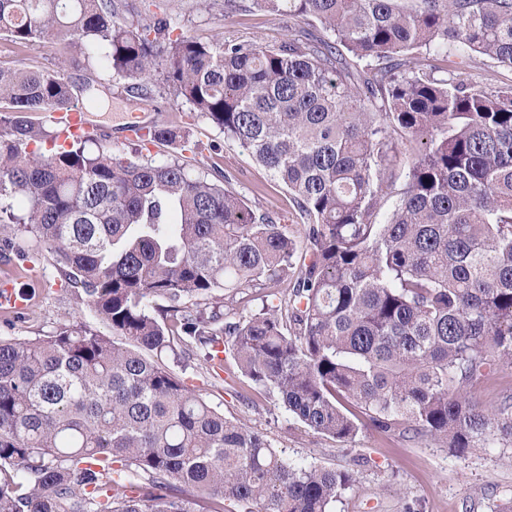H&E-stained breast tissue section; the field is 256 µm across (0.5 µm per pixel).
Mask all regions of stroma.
<instances>
[{"label":"stroma","mask_w":512,"mask_h":512,"mask_svg":"<svg viewBox=\"0 0 512 512\" xmlns=\"http://www.w3.org/2000/svg\"><path fill=\"white\" fill-rule=\"evenodd\" d=\"M225 10L224 0H119L120 17L142 22L153 15H168L173 27L203 42L226 39L278 45L297 28V19L274 14L236 0ZM61 45L41 43L18 46L0 38V65L52 71L64 62ZM65 63V62H64ZM68 65V64H67ZM67 74L77 84L96 81L99 95L108 102L105 112L91 113L99 125V141L124 155L142 148L145 156L163 161L175 155V146L126 137L125 127L136 120L141 125L162 124L186 133L200 147L191 164L195 170H223L231 186L252 208L269 212L302 239V219L286 188L208 120L190 115L186 106L160 86L147 92H129L126 82L112 80L109 73L69 64ZM12 288L26 295V307L18 312L0 311V336L31 338L78 322H94V315L65 288L48 260L27 264L18 272L0 264V289ZM170 368L191 384L225 417L241 421L266 436L282 456L318 467L353 470L356 482L347 490L335 512H491L493 505L512 499V463L499 449H476L456 456L433 442L402 436L379 435L361 429L350 444L314 433L281 405L276 392L254 387L241 375L232 354H225L223 367L206 363L192 351L169 359Z\"/></svg>","instance_id":"35a3bbf8"}]
</instances>
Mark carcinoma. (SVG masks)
I'll list each match as a JSON object with an SVG mask.
<instances>
[{
  "instance_id": "obj_1",
  "label": "carcinoma",
  "mask_w": 512,
  "mask_h": 512,
  "mask_svg": "<svg viewBox=\"0 0 512 512\" xmlns=\"http://www.w3.org/2000/svg\"><path fill=\"white\" fill-rule=\"evenodd\" d=\"M254 2L303 27L203 43L121 23L117 0H0L12 43L65 41L208 119L288 190L305 241L177 155L56 143L44 114L93 103V81L0 66V261L47 253L112 329L0 337V512H199L183 488L207 512H331L354 475L225 418L163 361L175 340L219 363L231 347L339 442L369 425L512 461V394L471 395L512 368V84L468 74L475 55L512 69V0Z\"/></svg>"
}]
</instances>
